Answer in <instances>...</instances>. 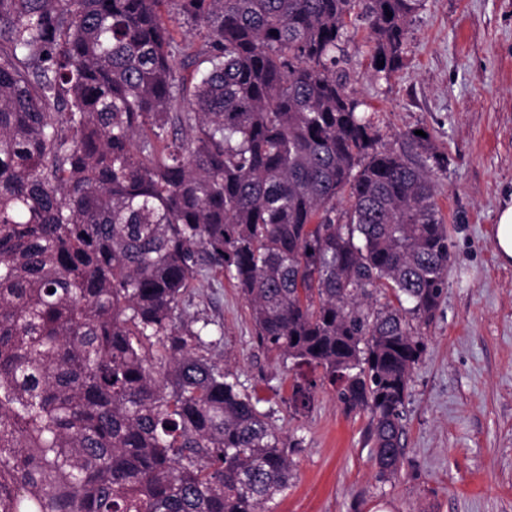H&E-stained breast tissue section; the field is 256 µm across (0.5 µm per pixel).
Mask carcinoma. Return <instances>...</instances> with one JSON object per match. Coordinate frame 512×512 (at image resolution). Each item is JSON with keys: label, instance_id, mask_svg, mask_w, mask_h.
Segmentation results:
<instances>
[{"label": "carcinoma", "instance_id": "obj_1", "mask_svg": "<svg viewBox=\"0 0 512 512\" xmlns=\"http://www.w3.org/2000/svg\"><path fill=\"white\" fill-rule=\"evenodd\" d=\"M422 6L0 0V512H268L301 441L185 313L213 271L313 373L293 410L328 382L398 472L451 258L443 159L380 146L337 66L355 16L394 71Z\"/></svg>", "mask_w": 512, "mask_h": 512}]
</instances>
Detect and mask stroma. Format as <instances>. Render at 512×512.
Segmentation results:
<instances>
[{"label": "stroma", "instance_id": "stroma-1", "mask_svg": "<svg viewBox=\"0 0 512 512\" xmlns=\"http://www.w3.org/2000/svg\"><path fill=\"white\" fill-rule=\"evenodd\" d=\"M366 36L363 21L350 26L345 68L382 145L416 157L407 134L420 130L448 157L435 172L448 284L420 328L425 349L398 474L377 479L369 418L346 412L331 386L294 413L292 372L258 346L246 303L223 274L193 284L183 307L215 324L212 354L301 442L273 512H512V265L495 248L499 210L512 199V0H424L387 75L375 72Z\"/></svg>", "mask_w": 512, "mask_h": 512}]
</instances>
